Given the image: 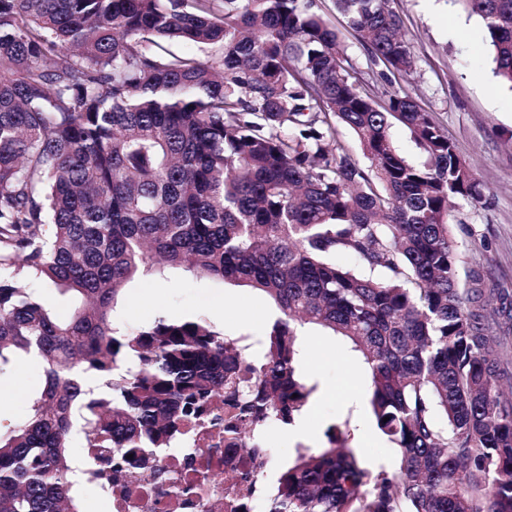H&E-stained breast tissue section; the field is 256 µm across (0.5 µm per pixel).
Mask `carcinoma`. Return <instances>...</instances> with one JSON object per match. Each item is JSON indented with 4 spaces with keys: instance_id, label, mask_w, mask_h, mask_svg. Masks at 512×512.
Instances as JSON below:
<instances>
[{
    "instance_id": "cac0c4a2",
    "label": "carcinoma",
    "mask_w": 512,
    "mask_h": 512,
    "mask_svg": "<svg viewBox=\"0 0 512 512\" xmlns=\"http://www.w3.org/2000/svg\"><path fill=\"white\" fill-rule=\"evenodd\" d=\"M453 2L512 86V0ZM335 7L388 71L384 99L351 80L313 0H0V373L42 367L27 415L0 425V512H80L73 436L112 450L89 469L145 470L220 398L238 410L224 433L253 452L316 389L307 327L360 355L398 467L363 464L333 425L330 446L296 449L265 512H512V345L493 308L508 295L459 278L449 233L451 201L484 194L401 87L414 58L393 0ZM395 120L422 164L397 153ZM173 269L266 295L280 315L263 357L200 319L122 332L126 287Z\"/></svg>"
}]
</instances>
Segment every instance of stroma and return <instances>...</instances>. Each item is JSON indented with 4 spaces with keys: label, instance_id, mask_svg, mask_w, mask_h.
I'll use <instances>...</instances> for the list:
<instances>
[{
    "label": "stroma",
    "instance_id": "35a3bbf8",
    "mask_svg": "<svg viewBox=\"0 0 512 512\" xmlns=\"http://www.w3.org/2000/svg\"><path fill=\"white\" fill-rule=\"evenodd\" d=\"M394 6L415 61L402 86L444 129L486 195L482 204L461 201L453 211L457 271L463 275L480 270L485 284L512 291V89L494 77L476 18L460 13L447 0H395ZM314 9L336 28L362 87L381 97L386 88L383 67L370 61L333 0H314ZM159 313L204 320L251 351L278 315L274 304L257 291L216 279L188 278L178 270L162 279L130 284L117 320L123 331L132 334ZM300 342V366L317 386L304 408L310 433L295 442L286 425L277 423L259 431L260 446L272 451L264 485H273L295 447H326L328 427L344 421L349 422L352 444L363 459L394 465L397 451L377 429L368 406L362 362L342 340L318 328L306 329ZM40 380L37 362L28 360L0 375V389L11 392L8 419L25 416Z\"/></svg>",
    "mask_w": 512,
    "mask_h": 512
}]
</instances>
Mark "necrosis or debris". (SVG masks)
<instances>
[{"instance_id": "4bbe7bcc", "label": "necrosis or debris", "mask_w": 512, "mask_h": 512, "mask_svg": "<svg viewBox=\"0 0 512 512\" xmlns=\"http://www.w3.org/2000/svg\"><path fill=\"white\" fill-rule=\"evenodd\" d=\"M233 413L215 401L209 418L184 423L182 438L160 456L167 483L139 470L111 477L89 473L84 482L107 493L111 512H262L255 486L242 476L266 473L268 461L228 449L220 421Z\"/></svg>"}]
</instances>
